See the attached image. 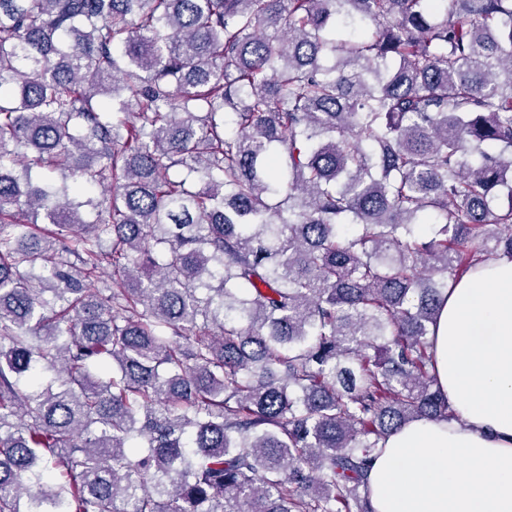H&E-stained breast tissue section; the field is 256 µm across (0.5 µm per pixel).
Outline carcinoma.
Returning <instances> with one entry per match:
<instances>
[{
  "label": "carcinoma",
  "instance_id": "carcinoma-1",
  "mask_svg": "<svg viewBox=\"0 0 512 512\" xmlns=\"http://www.w3.org/2000/svg\"><path fill=\"white\" fill-rule=\"evenodd\" d=\"M501 256L512 0H0V512H373Z\"/></svg>",
  "mask_w": 512,
  "mask_h": 512
}]
</instances>
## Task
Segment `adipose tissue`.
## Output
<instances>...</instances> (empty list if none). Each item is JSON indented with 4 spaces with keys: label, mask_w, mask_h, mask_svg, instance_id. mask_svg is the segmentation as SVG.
Returning a JSON list of instances; mask_svg holds the SVG:
<instances>
[{
    "label": "adipose tissue",
    "mask_w": 512,
    "mask_h": 512,
    "mask_svg": "<svg viewBox=\"0 0 512 512\" xmlns=\"http://www.w3.org/2000/svg\"><path fill=\"white\" fill-rule=\"evenodd\" d=\"M432 343L455 412L392 433L368 472L374 512H512V261L449 292Z\"/></svg>",
    "instance_id": "1"
}]
</instances>
